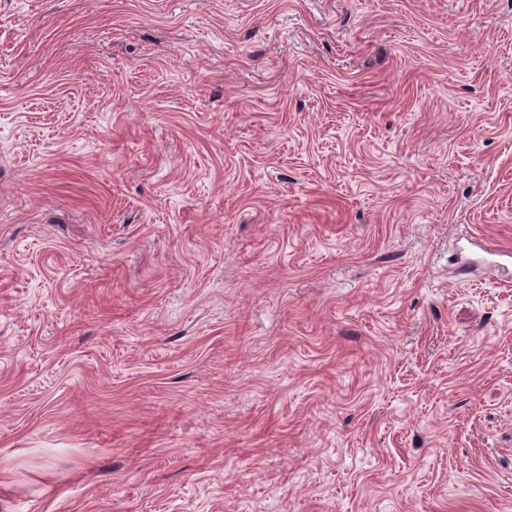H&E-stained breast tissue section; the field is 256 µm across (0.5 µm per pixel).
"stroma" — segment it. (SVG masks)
<instances>
[{"mask_svg": "<svg viewBox=\"0 0 512 512\" xmlns=\"http://www.w3.org/2000/svg\"><path fill=\"white\" fill-rule=\"evenodd\" d=\"M512 0H0V512H512Z\"/></svg>", "mask_w": 512, "mask_h": 512, "instance_id": "stroma-1", "label": "stroma"}]
</instances>
